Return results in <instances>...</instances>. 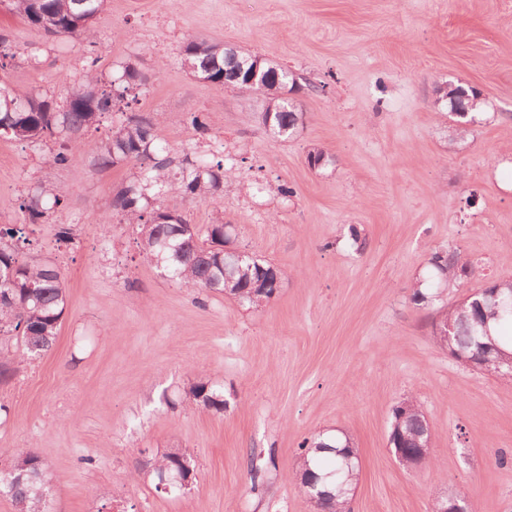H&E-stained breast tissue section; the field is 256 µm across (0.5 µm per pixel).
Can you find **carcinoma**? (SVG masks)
<instances>
[{"label": "carcinoma", "instance_id": "cac0c4a2", "mask_svg": "<svg viewBox=\"0 0 512 512\" xmlns=\"http://www.w3.org/2000/svg\"><path fill=\"white\" fill-rule=\"evenodd\" d=\"M105 0H12V7L29 25L53 38L82 39L103 12ZM182 65L195 77L211 84L231 83V88L247 91L254 66L269 77L265 84L262 123L277 139L289 138L303 121V113L281 96L283 90L294 91L297 78L288 70L241 48L220 50L203 40L189 37L179 50ZM140 72L125 65L106 81L91 61L83 79L67 93L63 104L40 92L20 93L5 83L0 84V136L38 142L56 140L62 150L53 155L56 165L78 159L74 151L81 133L94 126L99 117L112 111V88L127 91L142 87ZM474 107V99L463 88L449 97V112L464 117ZM147 162L139 174L117 191L110 202L109 224L117 215L139 228L143 252L165 275L190 288L205 292H224L237 301L258 307L269 301L280 288L281 272L270 278L260 275L269 263L246 259L234 263L224 272V222L209 224L200 232L181 214L170 217L162 198L177 193L190 201H202L216 192L225 178L234 172L224 160L205 156L182 160L179 172L170 169L168 148L156 133L151 117L132 112L104 144L97 162L111 167L128 162ZM63 202L60 189L40 185L22 205L25 219L32 223L46 218ZM18 224H0V381L9 377L11 359L49 350L57 338L64 314L66 286L59 269L48 262L24 261L11 241L21 239ZM431 276L426 290L415 289L412 300L418 303L442 297L445 289L461 288L472 270L470 261L458 248L435 249L428 259ZM440 324L453 331L448 338L450 353H470L494 341L512 344V281L494 283L488 294L467 295L458 303L441 307ZM189 397L206 408L224 409V399L198 381L188 390ZM389 441L402 453V465L414 468L421 446L430 442L429 424L419 406L405 400L392 412ZM356 449L345 432L318 435L305 439L295 477L303 491L311 493L310 482L319 476L317 489L327 492L324 508L329 512H345L346 497L353 493L360 466L354 457ZM183 471L196 476L191 455L180 451L166 452L154 463L156 477ZM50 484L42 460L33 452L13 455L9 470L0 471V495L9 497L23 512H47Z\"/></svg>", "mask_w": 512, "mask_h": 512}]
</instances>
